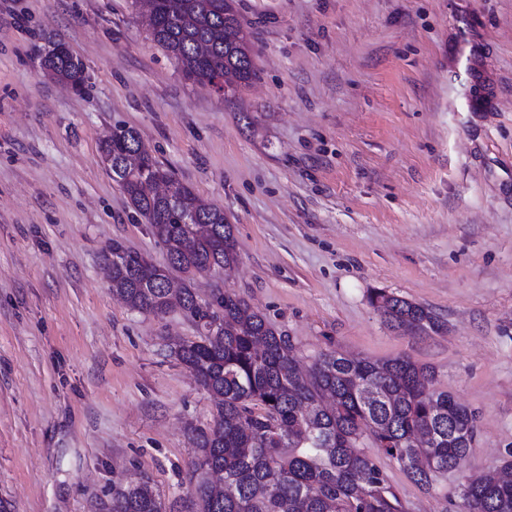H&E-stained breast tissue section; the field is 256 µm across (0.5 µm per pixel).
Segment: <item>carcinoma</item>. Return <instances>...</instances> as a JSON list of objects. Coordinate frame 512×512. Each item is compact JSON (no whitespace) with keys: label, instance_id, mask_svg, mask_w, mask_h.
Returning <instances> with one entry per match:
<instances>
[{"label":"carcinoma","instance_id":"carcinoma-1","mask_svg":"<svg viewBox=\"0 0 512 512\" xmlns=\"http://www.w3.org/2000/svg\"><path fill=\"white\" fill-rule=\"evenodd\" d=\"M155 16L152 40L185 78L214 79L235 94L258 78L254 45L236 0H133ZM51 42L49 78L86 90L84 63ZM101 161L150 224L166 264L114 240L102 256L110 290L143 313L180 311L198 336L171 350L214 403L190 428L195 448L187 512H406L375 458L376 448L419 487L465 466L477 435L474 410L430 388L435 371L408 357L371 361L323 352L298 368L292 344L239 295L214 288L202 299L194 278L227 270L238 255L224 210L200 198L161 164L139 134L117 127ZM392 328L438 333L428 308L384 290L370 294ZM464 512H512V479L469 478L457 490ZM109 512H167L150 480L112 487Z\"/></svg>","mask_w":512,"mask_h":512}]
</instances>
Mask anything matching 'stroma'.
I'll return each mask as SVG.
<instances>
[{
  "label": "stroma",
  "instance_id": "obj_1",
  "mask_svg": "<svg viewBox=\"0 0 512 512\" xmlns=\"http://www.w3.org/2000/svg\"><path fill=\"white\" fill-rule=\"evenodd\" d=\"M131 2L0 0V512H108L143 476L172 512L192 493L212 402L170 348L196 329L115 299L101 259L165 261L101 162L117 127L233 226L236 265L198 295L243 297L308 366L410 357L476 411L432 489L379 460L407 512H461L512 451V0H237L259 77L233 96L185 79ZM52 40L85 94L44 75ZM377 289L442 331L390 328Z\"/></svg>",
  "mask_w": 512,
  "mask_h": 512
}]
</instances>
